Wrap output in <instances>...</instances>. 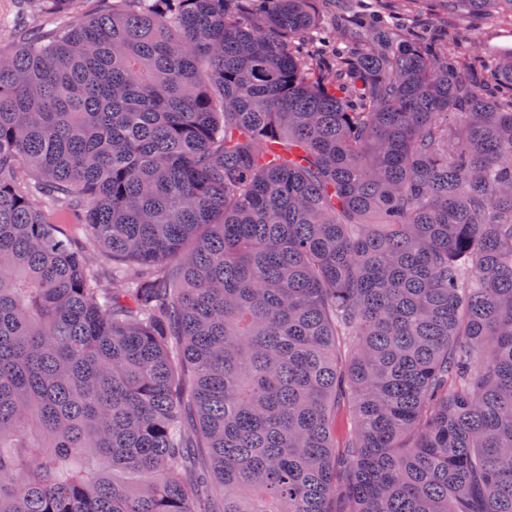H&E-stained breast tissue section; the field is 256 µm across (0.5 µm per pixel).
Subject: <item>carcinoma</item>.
Returning a JSON list of instances; mask_svg holds the SVG:
<instances>
[{
  "instance_id": "1",
  "label": "carcinoma",
  "mask_w": 512,
  "mask_h": 512,
  "mask_svg": "<svg viewBox=\"0 0 512 512\" xmlns=\"http://www.w3.org/2000/svg\"><path fill=\"white\" fill-rule=\"evenodd\" d=\"M95 2L0 23V512H512V49Z\"/></svg>"
}]
</instances>
